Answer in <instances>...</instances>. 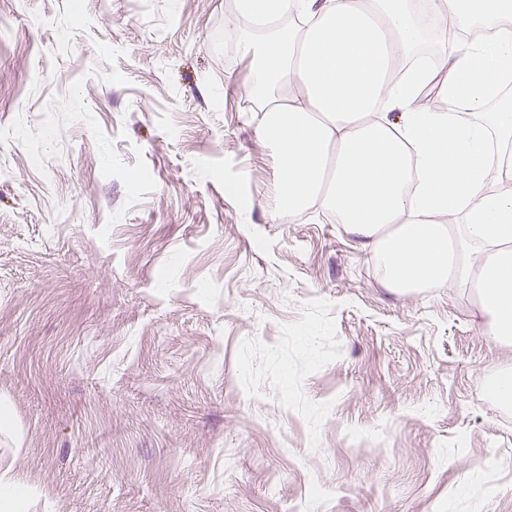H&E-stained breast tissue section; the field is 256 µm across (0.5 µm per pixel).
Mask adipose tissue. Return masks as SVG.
<instances>
[{"mask_svg":"<svg viewBox=\"0 0 512 512\" xmlns=\"http://www.w3.org/2000/svg\"><path fill=\"white\" fill-rule=\"evenodd\" d=\"M469 23L437 108L417 105L438 66L412 78L397 67L421 28L408 0H237L249 95L276 155V213L314 207L357 235L390 288H470L489 335L512 347V163L486 188L488 130L512 145V0H433ZM495 111H487L489 100ZM399 104L402 121L386 109Z\"/></svg>","mask_w":512,"mask_h":512,"instance_id":"adipose-tissue-1","label":"adipose tissue"}]
</instances>
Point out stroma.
Masks as SVG:
<instances>
[{
  "instance_id": "1",
  "label": "stroma",
  "mask_w": 512,
  "mask_h": 512,
  "mask_svg": "<svg viewBox=\"0 0 512 512\" xmlns=\"http://www.w3.org/2000/svg\"><path fill=\"white\" fill-rule=\"evenodd\" d=\"M233 14L0 0L9 512H512V349L276 216ZM492 400L498 407L512 408V368L496 374L489 384Z\"/></svg>"
}]
</instances>
